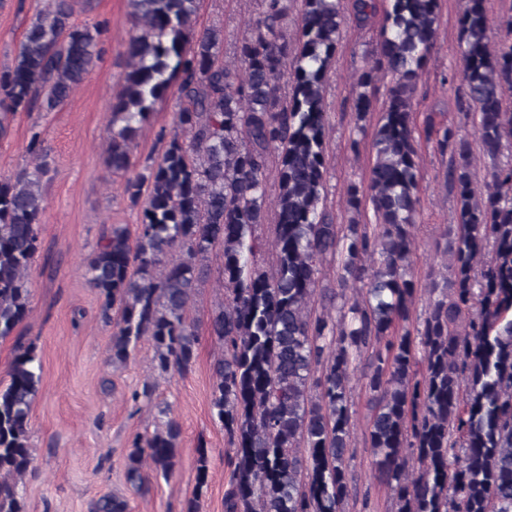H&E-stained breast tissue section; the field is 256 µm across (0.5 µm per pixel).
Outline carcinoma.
<instances>
[{"instance_id":"1","label":"carcinoma","mask_w":512,"mask_h":512,"mask_svg":"<svg viewBox=\"0 0 512 512\" xmlns=\"http://www.w3.org/2000/svg\"><path fill=\"white\" fill-rule=\"evenodd\" d=\"M488 0H466L459 48L468 108L485 153L495 159L512 139V18L490 43ZM128 71L112 103L107 167L126 174L135 138L179 80L182 107L158 163L126 179L144 201L139 231L112 225L88 259L86 281L102 314L119 319L110 360L123 366L138 342L152 341L160 376L190 371L197 343L190 303L217 246L224 302L210 335L212 408L232 456L224 512H344L351 493V374L364 366L372 405L366 441L395 512H512V161L489 171L487 191L473 182L469 142L429 120L426 135L449 156L455 223L445 232L447 275L432 277L429 303L407 328L417 293L411 273L420 199V162L411 121L420 71L437 38L438 0H387L374 59L354 83L357 118L389 74L385 108L372 143L367 188L351 184L346 203L370 209L372 224H335L323 209L329 116L324 84L345 24L344 0H300L297 38L281 21L288 0H261L262 12L224 62V28L196 30L198 0H128ZM375 0H352L362 28ZM101 27L72 22L69 0L35 14L12 65L0 71V136L37 92L43 109L61 106L101 59ZM33 169L0 180V339L30 311L26 276L38 251L42 179L48 172L38 134ZM278 165L272 261L256 234L267 220L266 171ZM338 258L340 282L362 297L340 296L338 317L313 308L323 262ZM41 362L19 336L10 381L0 386V512H26L20 484L31 464L29 420ZM151 434L125 455L127 481L141 484L148 463L174 472L180 426L159 410ZM199 451L196 489L185 512H198L208 478ZM93 512H128L104 495Z\"/></svg>"}]
</instances>
